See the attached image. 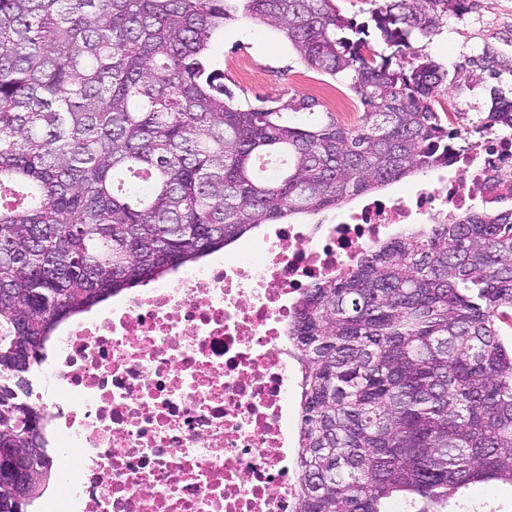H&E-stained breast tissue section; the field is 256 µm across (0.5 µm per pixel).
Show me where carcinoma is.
<instances>
[{"mask_svg": "<svg viewBox=\"0 0 512 512\" xmlns=\"http://www.w3.org/2000/svg\"><path fill=\"white\" fill-rule=\"evenodd\" d=\"M0 0V447L46 448L16 374L71 316L241 239L448 166L460 131L435 108L448 70L385 50L428 39L469 0ZM310 67L348 73L358 125L293 123L313 99L241 107L210 69L238 9ZM467 80L496 79L483 50ZM484 123L512 131L490 88ZM512 208L448 212L306 289L289 335L302 383L297 512H448L512 485ZM33 424L32 440L12 437ZM336 5L340 13L346 18L355 20L357 23H369V40L377 50H380L383 45L378 41L377 34L374 31L371 22L369 21V9L372 7L369 0H338Z\"/></svg>", "mask_w": 512, "mask_h": 512, "instance_id": "obj_1", "label": "carcinoma"}]
</instances>
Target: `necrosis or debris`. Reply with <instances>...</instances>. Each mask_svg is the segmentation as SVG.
<instances>
[{
	"label": "necrosis or debris",
	"mask_w": 512,
	"mask_h": 512,
	"mask_svg": "<svg viewBox=\"0 0 512 512\" xmlns=\"http://www.w3.org/2000/svg\"><path fill=\"white\" fill-rule=\"evenodd\" d=\"M455 180L375 197L332 224H282L240 253L59 325L33 397L54 428L60 491L40 512H297L290 447L306 288L393 227L512 198V139L455 150Z\"/></svg>",
	"instance_id": "1"
}]
</instances>
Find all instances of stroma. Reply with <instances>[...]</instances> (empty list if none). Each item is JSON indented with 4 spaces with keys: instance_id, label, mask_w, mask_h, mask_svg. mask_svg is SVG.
Masks as SVG:
<instances>
[{
    "instance_id": "stroma-1",
    "label": "stroma",
    "mask_w": 512,
    "mask_h": 512,
    "mask_svg": "<svg viewBox=\"0 0 512 512\" xmlns=\"http://www.w3.org/2000/svg\"><path fill=\"white\" fill-rule=\"evenodd\" d=\"M487 47L512 61V0H470L465 14L448 16L436 35L413 41L410 52L391 59L398 68L419 54L447 69L448 97L463 113L453 126L466 144L479 138L477 129L490 108V87L512 88V72L507 71L496 80L458 79L459 65ZM210 60L213 68L223 71L224 86L235 104L247 107L292 96L312 98L317 102L316 119L330 116L347 126L358 124L363 112L349 89V75L333 77L310 68L282 31L258 20L241 16L226 23L212 41Z\"/></svg>"
}]
</instances>
